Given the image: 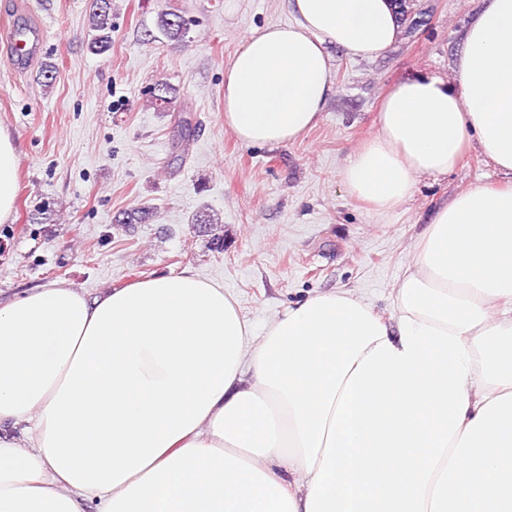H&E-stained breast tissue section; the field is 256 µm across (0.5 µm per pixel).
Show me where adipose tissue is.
<instances>
[{"label":"adipose tissue","mask_w":512,"mask_h":512,"mask_svg":"<svg viewBox=\"0 0 512 512\" xmlns=\"http://www.w3.org/2000/svg\"><path fill=\"white\" fill-rule=\"evenodd\" d=\"M224 78V124L282 144L315 126L333 50L372 60L389 0H289ZM476 149L512 176V0H481L453 82L383 97L343 182L378 212ZM20 160L0 129V223ZM377 313L315 295L263 334L191 270L0 302V512H512V185L454 196Z\"/></svg>","instance_id":"obj_1"}]
</instances>
